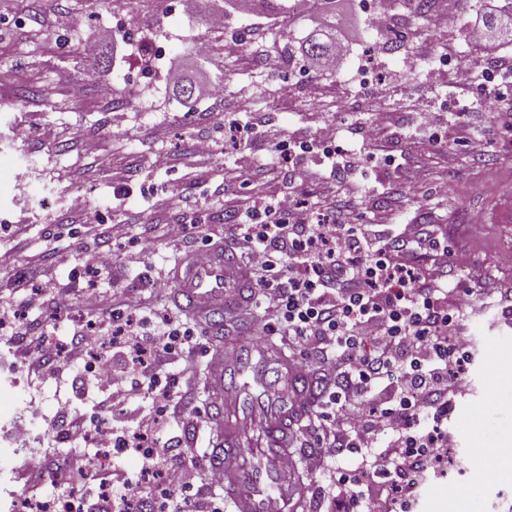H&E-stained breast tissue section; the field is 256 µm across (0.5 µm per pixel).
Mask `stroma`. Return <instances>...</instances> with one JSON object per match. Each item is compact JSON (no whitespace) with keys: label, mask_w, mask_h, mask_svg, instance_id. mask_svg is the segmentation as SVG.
I'll return each mask as SVG.
<instances>
[{"label":"stroma","mask_w":512,"mask_h":512,"mask_svg":"<svg viewBox=\"0 0 512 512\" xmlns=\"http://www.w3.org/2000/svg\"><path fill=\"white\" fill-rule=\"evenodd\" d=\"M232 2L126 0L119 14L114 0H0L1 308L21 310L28 326L63 348L77 330L91 334L111 322V308L90 311L81 304L95 288L129 302L126 315L135 322L141 314L132 304L139 300L154 304L156 318L176 314L168 293H155L152 284L172 279L184 255L218 242L237 246L235 224L248 191L233 180L232 169L257 165L270 197L288 193L314 210L321 190L310 178L315 158H279L273 143L284 135L312 138L326 123L338 129L342 156L361 161L337 187L338 199L358 207L368 222L388 213L412 224L443 225L449 259L512 278V116L496 99L500 93L512 98V82L484 92L488 57L467 39L470 26L494 15L496 6L512 11V0H463L449 30L438 26L435 8H426L412 17L393 55L380 50L377 11L366 0H351L348 17L313 0L290 19L260 6L241 13ZM217 11L224 14L220 31L209 25ZM349 18L359 36L341 71L318 70L301 56L300 46L322 23L340 26ZM103 29L116 39L119 56L107 50L86 56L82 42ZM202 43L209 53H197ZM156 45L164 47L163 59L143 68L140 57ZM447 46L470 62L468 78L429 75ZM367 61L387 89L357 88V68ZM174 62L187 63L185 79L205 78L222 86L223 96L207 102L179 97L168 74ZM288 80L295 93L278 103ZM106 81L114 93L109 101L99 94ZM72 84L82 86L80 98L70 96ZM376 111L394 115L391 129L377 138L367 127ZM428 111L460 114V132L429 146L420 125ZM45 126L55 129L56 140L41 137ZM472 137L481 140V155H471ZM201 139L211 143V155L195 153ZM89 140L99 142V153L86 151ZM158 154L169 156L168 167L154 166ZM76 195L90 201L101 223L83 224L70 207ZM163 195L168 201L161 207ZM181 218L188 221L184 236L169 242L164 226ZM113 224L123 225V238H110ZM107 247L117 272L90 271L94 252ZM38 287L40 301L25 306L28 291ZM493 299L489 287L471 297L479 312L465 316L472 338L467 388L446 422L453 439L448 459L465 463L470 478L453 486L448 470L429 473L411 512H489L480 491L512 489V469H486L491 449L512 447V315H502ZM215 351L206 329L197 327L183 359L170 367L176 390L198 409L172 427L171 463L188 461L183 451L190 448L197 469L208 465L211 430L200 414L209 408L207 367ZM13 353L12 338L0 334V512L23 501V476L32 463L48 500L72 495L89 505L98 480L72 486L65 473L71 457L96 450L67 439L63 403L117 432L133 429L141 405L113 406L111 391L95 387L84 363L42 377L19 367ZM24 414L34 416L38 430L30 458L10 453L8 432Z\"/></svg>","instance_id":"35a3bbf8"}]
</instances>
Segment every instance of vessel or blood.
<instances>
[{"label": "vessel or blood", "instance_id": "1", "mask_svg": "<svg viewBox=\"0 0 512 512\" xmlns=\"http://www.w3.org/2000/svg\"><path fill=\"white\" fill-rule=\"evenodd\" d=\"M238 266L239 255L230 247L196 254L177 271L176 302L208 323L221 317L237 319L254 293L253 286L241 279ZM211 371L219 400L210 411L215 441L209 462L229 475L225 497L234 512H288L296 493L280 467V457L288 450V436L303 409L289 396L277 364L248 342L231 343L228 355L213 361ZM254 429L272 442L248 463L244 443Z\"/></svg>", "mask_w": 512, "mask_h": 512}]
</instances>
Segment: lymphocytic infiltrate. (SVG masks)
Listing matches in <instances>:
<instances>
[{
	"label": "lymphocytic infiltrate",
	"instance_id": "1",
	"mask_svg": "<svg viewBox=\"0 0 512 512\" xmlns=\"http://www.w3.org/2000/svg\"><path fill=\"white\" fill-rule=\"evenodd\" d=\"M234 179L254 202L239 227L242 271L257 286L262 310L253 333L303 346L289 373L334 379L306 425L315 447L307 467L320 471L331 454L363 452L356 468L336 477L335 501L357 512L373 497L376 512H402L426 473L447 463L444 416L466 387L471 339L448 277L447 247L423 224L359 223L353 209H337L328 196L320 200L327 218L315 224L291 196L267 202L266 184L250 168ZM192 334L177 316L165 317L152 340L136 338L132 324L113 323L106 369L94 380L113 387L118 404L140 400L144 408L136 427L121 434L69 411L68 436L77 446L136 457L141 475L159 474L169 494L187 492L186 506L222 512L216 490L223 472L193 475L170 465L163 439L190 413L162 380ZM104 341L81 340L64 353L84 360ZM126 379L130 387L120 389ZM98 478L99 512H129L139 482L109 471Z\"/></svg>",
	"mask_w": 512,
	"mask_h": 512
}]
</instances>
